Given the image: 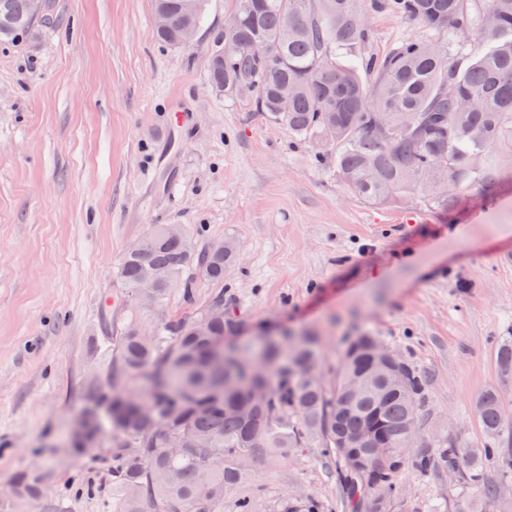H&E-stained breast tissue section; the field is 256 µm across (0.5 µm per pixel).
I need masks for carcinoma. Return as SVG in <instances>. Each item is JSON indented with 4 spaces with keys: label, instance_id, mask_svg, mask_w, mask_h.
<instances>
[{
    "label": "carcinoma",
    "instance_id": "obj_1",
    "mask_svg": "<svg viewBox=\"0 0 512 512\" xmlns=\"http://www.w3.org/2000/svg\"><path fill=\"white\" fill-rule=\"evenodd\" d=\"M206 0L187 17L182 0H154L170 24L155 29L177 45L184 23L200 26ZM242 16L238 48L216 41L209 77L218 92H245L268 119L303 139L320 138L336 156V179L374 205L409 199L448 212L472 188L499 183L497 156L512 150V0H235ZM390 14L421 24L427 35L397 42L382 55L343 63L342 52L367 36L362 19ZM55 25L52 9L35 20L30 0H0V40L19 41L38 27ZM478 34L469 55L454 39ZM391 130L383 142L379 124ZM336 135H331V128ZM233 242L224 253L196 248L185 224H155L138 253H125L119 276L131 297L150 281L154 304L181 290L188 311L158 322L150 331L130 324L116 346L105 385L87 388L97 405L90 448L111 436L106 449L119 512H224V495L252 480L254 463L288 454L318 439L331 460L354 512H376V500L401 499L409 470L453 468L460 481L486 497L497 484L480 466L485 459L512 471V423L502 418V399L490 388L473 406L486 440L431 448L413 443L406 427L419 425L427 375L405 363L396 385H372L351 395L350 377L369 368V335L346 348L334 383L316 371L308 336L265 338L251 350L236 340L239 325L226 314L195 307V281L188 272L224 281L236 259ZM497 366L512 373V337L497 350ZM144 380L133 390L130 377ZM356 441L363 467L350 470L344 446ZM374 448H390L379 460ZM15 494L36 499L41 477L21 471ZM311 497L282 499L273 512H322Z\"/></svg>",
    "mask_w": 512,
    "mask_h": 512
}]
</instances>
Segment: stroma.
Listing matches in <instances>:
<instances>
[{
    "label": "stroma",
    "mask_w": 512,
    "mask_h": 512,
    "mask_svg": "<svg viewBox=\"0 0 512 512\" xmlns=\"http://www.w3.org/2000/svg\"><path fill=\"white\" fill-rule=\"evenodd\" d=\"M53 7L56 28L0 43V512H113L103 449L78 451L71 438L88 385L112 368L110 336L185 310L180 291L156 308L119 279L122 254L154 224L198 228L200 247L235 241L224 308L242 342L316 337L328 383L345 348L369 334L425 372L420 428L432 446L484 442L472 403L488 388L512 416V376L496 365L512 336V152L497 157L495 189L465 193L449 213L416 200L373 205L339 183L333 153L249 96L211 88L207 50L228 0H207L195 44L182 48L156 39L152 0ZM365 26L363 55L425 34L388 14ZM175 108L191 125L180 142L166 120ZM28 468L42 476L35 501L13 494ZM484 469L496 498L413 470L391 512H512V474ZM252 486L268 506L310 495L347 512L315 442L260 459Z\"/></svg>",
    "instance_id": "stroma-1"
}]
</instances>
